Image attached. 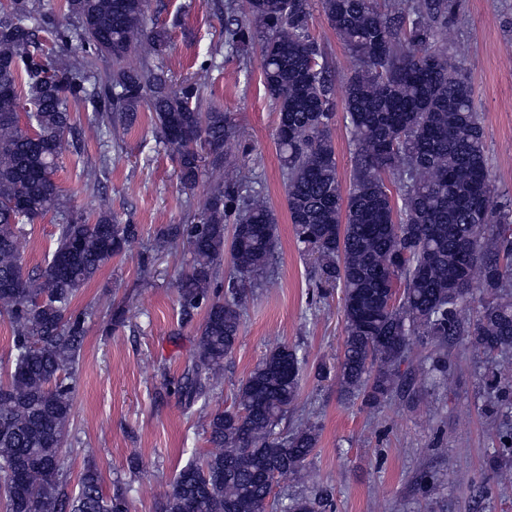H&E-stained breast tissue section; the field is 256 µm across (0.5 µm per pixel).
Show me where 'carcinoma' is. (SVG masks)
Masks as SVG:
<instances>
[{
  "instance_id": "obj_1",
  "label": "carcinoma",
  "mask_w": 512,
  "mask_h": 512,
  "mask_svg": "<svg viewBox=\"0 0 512 512\" xmlns=\"http://www.w3.org/2000/svg\"><path fill=\"white\" fill-rule=\"evenodd\" d=\"M353 69L343 109L354 167L348 187L338 176L331 136L335 80L311 35L309 0H227L240 14L224 29V48L240 53L260 42L265 94L276 104V142L296 238L313 259L316 288L339 285L345 336L336 367L341 395L375 408L402 387L399 366L413 336L434 347L425 377L443 372L448 343L495 359L483 375L497 395L512 387V199L492 180L481 118L461 63L448 52V22L458 0H320ZM150 0H62L76 23L62 26L33 0L0 8V322L7 325L11 367L0 380V508L3 512H130L128 489L105 492L87 465L78 492L67 493L62 453L79 387L78 362L91 312L76 297L141 235L110 211L90 217L64 208L56 174L64 153L97 143L106 175L109 149L145 108L156 146L176 153L180 182L208 174L195 224H174L143 254L179 239L191 261L178 279V314L188 325L203 315L193 357L177 395L185 408L206 407L224 382L247 300L271 280L277 219L252 173L226 152L239 144L231 117L201 111L206 82L177 79L164 64L165 28L150 24ZM60 44L51 56L40 33ZM77 44L81 58H66ZM142 48L127 63L131 45ZM104 67L93 72L97 64ZM75 104L93 118L76 124ZM63 211L51 257L25 269L23 226ZM230 276L218 288L224 253ZM69 259L66 270L55 260ZM472 315L462 312L473 293ZM303 357L281 345L250 371L232 405L209 414L213 451L181 467L159 512H326L321 494L282 504L275 484L311 483L319 428L300 420L277 428L299 398ZM496 478L512 481V432L503 435Z\"/></svg>"
}]
</instances>
